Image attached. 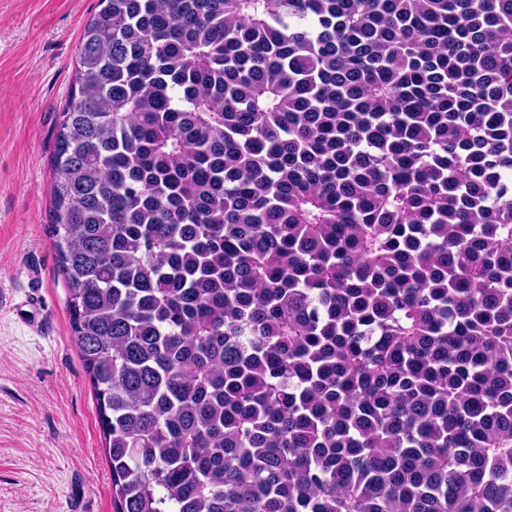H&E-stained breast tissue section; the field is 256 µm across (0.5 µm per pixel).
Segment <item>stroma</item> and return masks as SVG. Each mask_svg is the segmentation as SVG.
Listing matches in <instances>:
<instances>
[{"label": "stroma", "instance_id": "stroma-1", "mask_svg": "<svg viewBox=\"0 0 512 512\" xmlns=\"http://www.w3.org/2000/svg\"><path fill=\"white\" fill-rule=\"evenodd\" d=\"M97 0H0V512H114L49 237L50 165ZM39 302L40 329L26 321Z\"/></svg>", "mask_w": 512, "mask_h": 512}]
</instances>
